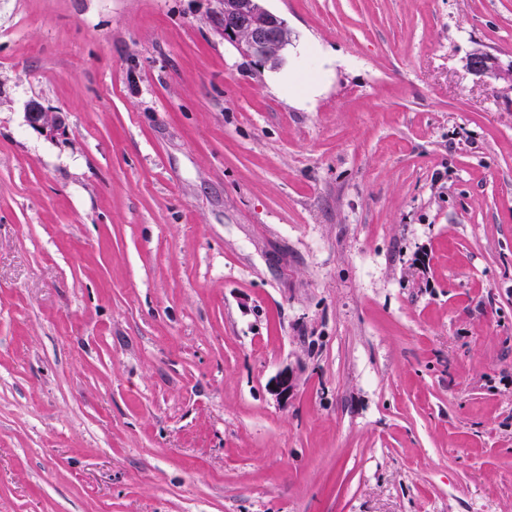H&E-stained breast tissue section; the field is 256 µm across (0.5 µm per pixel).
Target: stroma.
Listing matches in <instances>:
<instances>
[{
	"label": "stroma",
	"mask_w": 512,
	"mask_h": 512,
	"mask_svg": "<svg viewBox=\"0 0 512 512\" xmlns=\"http://www.w3.org/2000/svg\"><path fill=\"white\" fill-rule=\"evenodd\" d=\"M265 5L0 0V512H512V0ZM262 0H217L215 28L241 55L276 67L289 42L284 20L260 4ZM27 123L34 129L45 133L46 135H53L62 127V118L54 115L53 112H47L38 102H31L27 106L25 112ZM299 381L298 370L290 364L284 365L269 379L267 390L280 406L286 407L294 399Z\"/></svg>",
	"instance_id": "1"
}]
</instances>
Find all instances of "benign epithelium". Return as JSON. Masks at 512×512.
<instances>
[{
    "label": "benign epithelium",
    "instance_id": "benign-epithelium-1",
    "mask_svg": "<svg viewBox=\"0 0 512 512\" xmlns=\"http://www.w3.org/2000/svg\"><path fill=\"white\" fill-rule=\"evenodd\" d=\"M214 20L217 33L241 55L262 65L275 67L282 63L289 30L284 20L261 5V0H217ZM25 117L32 128L47 135L55 134L63 124L60 116L35 101L28 104ZM299 381L298 370L284 365L269 379L271 386L267 390L279 405L286 407L294 399Z\"/></svg>",
    "mask_w": 512,
    "mask_h": 512
}]
</instances>
